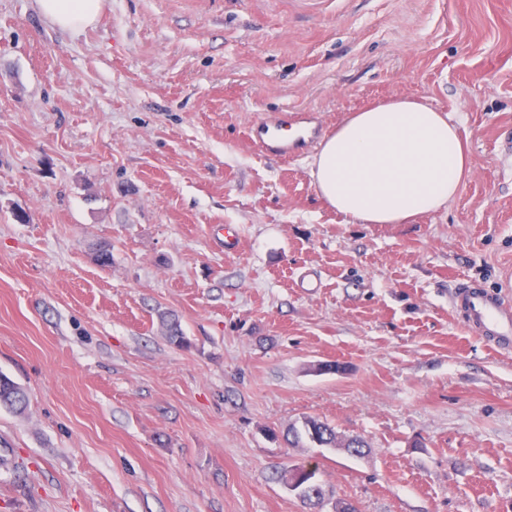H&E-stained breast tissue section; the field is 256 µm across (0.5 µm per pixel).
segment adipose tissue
Instances as JSON below:
<instances>
[{
	"mask_svg": "<svg viewBox=\"0 0 512 512\" xmlns=\"http://www.w3.org/2000/svg\"><path fill=\"white\" fill-rule=\"evenodd\" d=\"M63 29L92 25L102 0H37ZM471 160L457 123L426 102L395 99L351 113L319 145L312 184L351 224H407L462 189Z\"/></svg>",
	"mask_w": 512,
	"mask_h": 512,
	"instance_id": "obj_1",
	"label": "adipose tissue"
}]
</instances>
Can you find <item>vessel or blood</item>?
<instances>
[{
    "instance_id": "1",
    "label": "vessel or blood",
    "mask_w": 512,
    "mask_h": 512,
    "mask_svg": "<svg viewBox=\"0 0 512 512\" xmlns=\"http://www.w3.org/2000/svg\"><path fill=\"white\" fill-rule=\"evenodd\" d=\"M318 133V126L307 115H278L265 121L258 141L264 152L288 158ZM452 307L469 332L497 348H512V306L505 305L499 293L462 280L452 295Z\"/></svg>"
}]
</instances>
